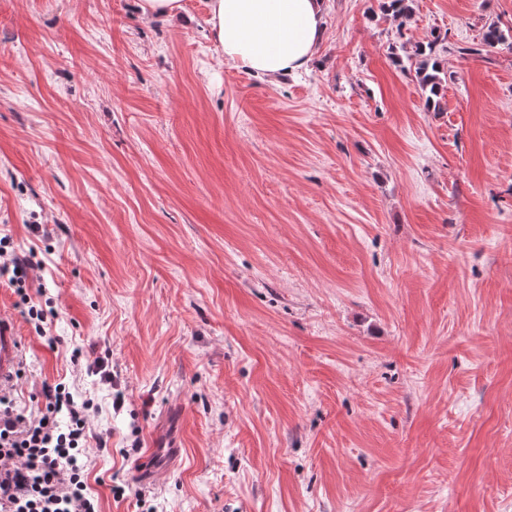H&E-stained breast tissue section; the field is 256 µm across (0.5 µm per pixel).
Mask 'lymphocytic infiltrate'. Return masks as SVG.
Wrapping results in <instances>:
<instances>
[{
    "label": "lymphocytic infiltrate",
    "mask_w": 512,
    "mask_h": 512,
    "mask_svg": "<svg viewBox=\"0 0 512 512\" xmlns=\"http://www.w3.org/2000/svg\"><path fill=\"white\" fill-rule=\"evenodd\" d=\"M42 395L35 416L0 396V512H100L84 459L90 404L61 382L43 385Z\"/></svg>",
    "instance_id": "obj_1"
}]
</instances>
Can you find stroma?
Wrapping results in <instances>:
<instances>
[{"label":"stroma","instance_id":"1","mask_svg":"<svg viewBox=\"0 0 512 512\" xmlns=\"http://www.w3.org/2000/svg\"><path fill=\"white\" fill-rule=\"evenodd\" d=\"M206 2L0 0V231L51 300L0 281L11 395L93 401L101 512H512V0H327L273 84ZM136 6L146 21L171 19L183 10L181 0H136ZM512 28L505 30L501 29L498 22H491L487 25L486 30L483 32L481 39V49L479 52L485 51L486 53L497 49L500 45L508 43L512 48ZM431 36L432 39L416 47L415 54L422 56L423 59L420 60L415 72L422 94L425 97L426 108L439 111L441 91L447 73L444 72L438 46L446 38L439 34H432ZM22 344L11 324L0 321V389L9 386L15 380L20 358Z\"/></svg>","mask_w":512,"mask_h":512}]
</instances>
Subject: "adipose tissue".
I'll return each mask as SVG.
<instances>
[{
    "mask_svg": "<svg viewBox=\"0 0 512 512\" xmlns=\"http://www.w3.org/2000/svg\"><path fill=\"white\" fill-rule=\"evenodd\" d=\"M227 62L271 80L307 69L324 32V0H207Z\"/></svg>",
    "mask_w": 512,
    "mask_h": 512,
    "instance_id": "adipose-tissue-1",
    "label": "adipose tissue"
}]
</instances>
